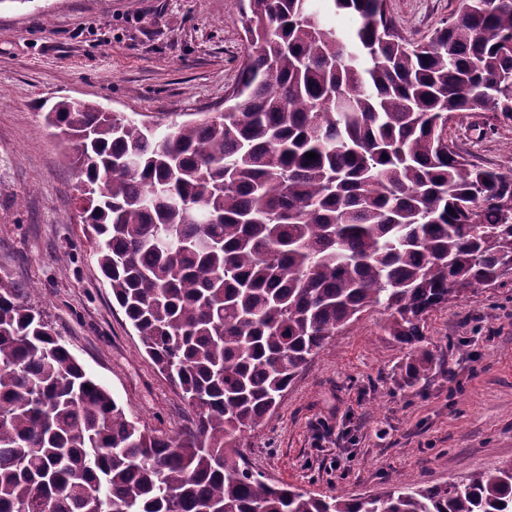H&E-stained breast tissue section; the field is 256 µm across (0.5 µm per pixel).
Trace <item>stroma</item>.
Listing matches in <instances>:
<instances>
[{"instance_id":"stroma-1","label":"stroma","mask_w":512,"mask_h":512,"mask_svg":"<svg viewBox=\"0 0 512 512\" xmlns=\"http://www.w3.org/2000/svg\"><path fill=\"white\" fill-rule=\"evenodd\" d=\"M459 6L386 0L414 41ZM249 50L239 0H0V273L26 289L129 420L166 434L193 413L102 275L42 105L92 102L164 128L223 111ZM448 138L468 160L512 174V125L465 112ZM384 319L365 313L328 339L247 437L242 454L266 482L361 498L512 460V283L465 292L428 316L435 360L421 388L407 387L406 350Z\"/></svg>"}]
</instances>
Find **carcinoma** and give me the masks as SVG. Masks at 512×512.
Segmentation results:
<instances>
[{"label":"carcinoma","instance_id":"1","mask_svg":"<svg viewBox=\"0 0 512 512\" xmlns=\"http://www.w3.org/2000/svg\"><path fill=\"white\" fill-rule=\"evenodd\" d=\"M240 3L224 111L162 134L89 102L45 115L82 146L98 265L196 422L128 420L1 274L0 512H512V460L349 499L270 485L239 452L336 330L386 311L415 386L429 314L512 279V175L448 140L463 112L512 122V0H461L425 42L386 0Z\"/></svg>","mask_w":512,"mask_h":512}]
</instances>
